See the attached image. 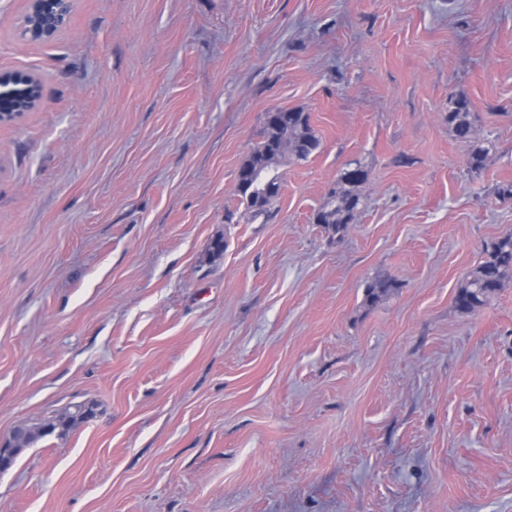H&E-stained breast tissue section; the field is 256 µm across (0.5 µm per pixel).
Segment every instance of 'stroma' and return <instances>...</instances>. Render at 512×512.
<instances>
[{
	"label": "stroma",
	"instance_id": "1",
	"mask_svg": "<svg viewBox=\"0 0 512 512\" xmlns=\"http://www.w3.org/2000/svg\"><path fill=\"white\" fill-rule=\"evenodd\" d=\"M25 4L0 70L45 105L0 123V439L95 415L0 472V512H512V278L455 301L512 233V0H76L47 43ZM276 108L320 147L256 217L237 174ZM352 160L339 238L315 214ZM448 125L457 138L472 143L468 165L472 171H479L490 147L489 144L485 145L483 141L475 139L469 103L466 99L455 98L448 101Z\"/></svg>",
	"mask_w": 512,
	"mask_h": 512
}]
</instances>
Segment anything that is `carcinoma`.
Instances as JSON below:
<instances>
[{
    "label": "carcinoma",
    "mask_w": 512,
    "mask_h": 512,
    "mask_svg": "<svg viewBox=\"0 0 512 512\" xmlns=\"http://www.w3.org/2000/svg\"><path fill=\"white\" fill-rule=\"evenodd\" d=\"M448 125L455 136L472 143L468 159L469 168L477 172L483 166L489 146L474 137L469 102L464 98L448 101ZM319 147V138L310 124L309 114L297 109L288 110V123L275 126L266 117L261 142L249 160L240 168L237 192L247 208L256 216H268L279 198L282 160L293 157L308 158ZM367 179L366 171L357 163L350 162L342 169L336 187L329 192V199L316 213V223L325 224L337 235L343 234L354 214L362 205L359 186ZM512 275V234L499 238L488 250L487 259L471 273L456 295V303L465 311L482 307L502 287L507 275ZM395 280L382 277L366 287L367 298L375 303L387 295ZM79 415L69 409L52 419L24 429L14 439V447L24 448L55 432L60 434L78 420Z\"/></svg>",
    "instance_id": "obj_1"
}]
</instances>
